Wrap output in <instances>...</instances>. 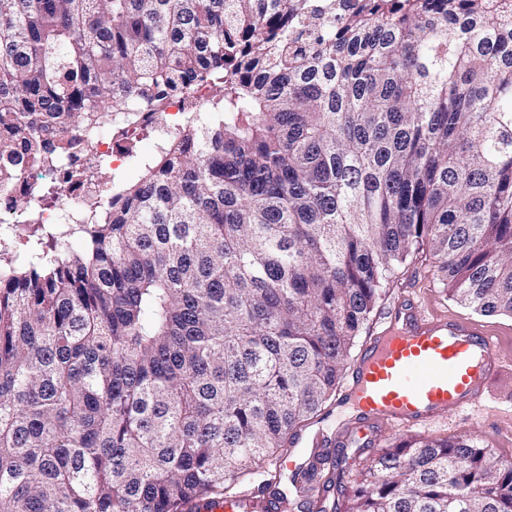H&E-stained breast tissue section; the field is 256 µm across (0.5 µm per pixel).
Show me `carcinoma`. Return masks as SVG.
Here are the masks:
<instances>
[{
	"mask_svg": "<svg viewBox=\"0 0 512 512\" xmlns=\"http://www.w3.org/2000/svg\"><path fill=\"white\" fill-rule=\"evenodd\" d=\"M211 94L202 107L194 86ZM195 122L0 274V512L232 501L336 396L395 272L512 316V0H0V193L80 131ZM78 237L74 249L69 240ZM336 512H512L474 434L399 436ZM137 110L142 124L158 130L160 136H166L159 138V143L175 135L194 116L184 112L183 103L174 96L161 99L155 107H138Z\"/></svg>",
	"mask_w": 512,
	"mask_h": 512,
	"instance_id": "obj_1",
	"label": "carcinoma"
}]
</instances>
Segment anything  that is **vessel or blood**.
Segmentation results:
<instances>
[{
  "instance_id": "obj_1",
  "label": "vessel or blood",
  "mask_w": 512,
  "mask_h": 512,
  "mask_svg": "<svg viewBox=\"0 0 512 512\" xmlns=\"http://www.w3.org/2000/svg\"><path fill=\"white\" fill-rule=\"evenodd\" d=\"M507 357L477 323L451 317L407 297L388 327L368 343L347 384L357 407L338 434L343 443L375 441L386 428H420L482 400ZM286 512L261 492L196 506L195 512Z\"/></svg>"
}]
</instances>
